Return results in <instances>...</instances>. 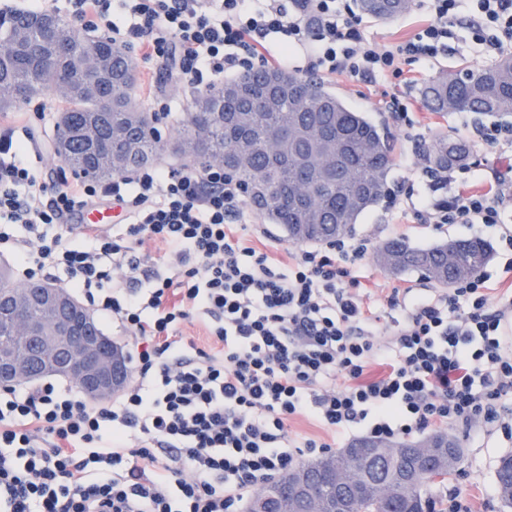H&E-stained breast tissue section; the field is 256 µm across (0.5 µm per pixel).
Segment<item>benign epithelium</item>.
<instances>
[{"mask_svg":"<svg viewBox=\"0 0 512 512\" xmlns=\"http://www.w3.org/2000/svg\"><path fill=\"white\" fill-rule=\"evenodd\" d=\"M34 306L52 309L54 322L41 328L31 323L27 311ZM0 312L13 315L17 330L31 347L20 355L0 354V388L32 383L45 376L64 377L86 390L94 401L106 402L129 385L132 371L122 344L96 331L94 316L67 289L44 284L37 294L23 288L15 294L0 293ZM394 455H409L415 466L426 464L430 448H392ZM244 512H318L308 488L296 482L274 510L265 500L250 501Z\"/></svg>","mask_w":512,"mask_h":512,"instance_id":"1","label":"benign epithelium"}]
</instances>
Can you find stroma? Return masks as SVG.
I'll list each match as a JSON object with an SVG mask.
<instances>
[{"mask_svg":"<svg viewBox=\"0 0 512 512\" xmlns=\"http://www.w3.org/2000/svg\"><path fill=\"white\" fill-rule=\"evenodd\" d=\"M136 98L142 108H150L151 94L164 96L176 112L178 122H158L161 132L157 158L166 163L182 165V157L176 153L175 146L179 138V122L186 119L193 106L192 97L176 81L168 79L166 74L154 73L151 64L137 59ZM482 63L473 57H447L433 67H414L407 75L408 81L401 85L403 102L412 112L414 125L406 127L396 121L389 112L381 86H367L349 80L339 74L326 75L325 80L354 110L363 112L384 123L394 146L393 166L389 177L390 186L412 177L414 166H426L425 153L432 142L443 134L470 142V158L464 165V178L476 182H488L499 177L512 176V143H501L494 148L484 149L473 145L470 131L462 129L458 116L454 113L442 114L429 110L421 96L425 82L440 74L458 72L461 68H481ZM501 227H487L481 224H423L414 218H398L396 223L386 220L384 205H377L367 211L356 224L353 235L367 239L371 251L362 261L358 273L363 276L368 288L372 290V300L382 315L383 322H390L391 312L385 306L386 289L411 288L418 294L436 292L434 283L421 275L409 272L392 275L376 261L374 251L382 243L394 238H402L413 246L428 248L443 241L478 237L486 241L491 250L489 262L481 273L489 279L495 295L512 290V250L501 242ZM448 434L457 438L462 448V458L457 471L449 476L447 484H437L430 488L429 495L434 500L444 497L446 486L458 489L468 503L471 512H512L504 508L499 500L495 483V470L501 456L512 453V441L501 434H487L480 429L464 432L451 426Z\"/></svg>","mask_w":512,"mask_h":512,"instance_id":"35a3bbf8","label":"stroma"}]
</instances>
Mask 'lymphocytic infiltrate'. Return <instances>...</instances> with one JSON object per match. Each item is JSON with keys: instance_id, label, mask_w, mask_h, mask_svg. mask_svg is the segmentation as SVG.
I'll list each match as a JSON object with an SVG mask.
<instances>
[{"instance_id": "obj_1", "label": "lymphocytic infiltrate", "mask_w": 512, "mask_h": 512, "mask_svg": "<svg viewBox=\"0 0 512 512\" xmlns=\"http://www.w3.org/2000/svg\"><path fill=\"white\" fill-rule=\"evenodd\" d=\"M87 30L135 46L200 95L225 78L301 66L393 84L406 64L512 51V0H419L411 37L379 47L345 0H74ZM35 129L0 121V253L30 283L64 271L65 288L138 340V376L109 406L46 381L0 391V512H238L244 496L331 443L294 433L305 417L345 437L392 442L481 423L512 437V296L490 303L485 277L404 305L391 333L359 294L369 242L355 237L281 261L239 222L240 180L223 165L161 163L129 175L47 180L29 161ZM453 172L388 191L389 211L424 224L504 223L512 182L436 197ZM109 201L121 232L75 224ZM198 319L209 347L186 340ZM380 366L370 376L372 366Z\"/></svg>"}]
</instances>
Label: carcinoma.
Segmentation results:
<instances>
[{
  "instance_id": "obj_1",
  "label": "carcinoma",
  "mask_w": 512,
  "mask_h": 512,
  "mask_svg": "<svg viewBox=\"0 0 512 512\" xmlns=\"http://www.w3.org/2000/svg\"><path fill=\"white\" fill-rule=\"evenodd\" d=\"M411 6L412 0H356L361 14L378 21L393 20ZM59 23L66 42L51 55L45 50L47 36L28 17L19 13L0 21V108L9 109L91 70L85 64L88 48L73 25L62 19ZM100 63L102 71L88 83L89 93L61 98L55 152L72 170L103 180L151 162L157 139L143 110L126 109L137 81L132 56L116 47ZM421 93L434 112L511 115L512 55L461 77L432 78ZM122 113L131 137V147L123 153L111 133L114 116ZM279 134L296 138L294 150L306 162L273 164L269 142ZM177 147L202 161H222L224 170L241 179L246 204L297 242L323 243L350 235L360 215L385 195L393 165L385 126L351 109L321 79L276 68L226 80L196 100ZM468 157L466 143L444 134L428 152V168L441 173ZM260 185L265 188L261 197L256 194ZM490 256V246L479 238L429 248L391 239L380 246L377 261L392 273L419 271L450 287L476 275ZM22 345L11 324L0 320V347ZM375 466L377 480L364 481L356 459L343 448L285 471L256 495L281 499L290 476L305 473L313 477L320 512H332L339 501L349 512H430L436 506L438 512H448L444 501L426 499L424 492L448 479L458 464L434 461L408 490L398 480L408 461L379 457ZM496 487L504 505L511 506L512 469L505 464L497 467Z\"/></svg>"
}]
</instances>
